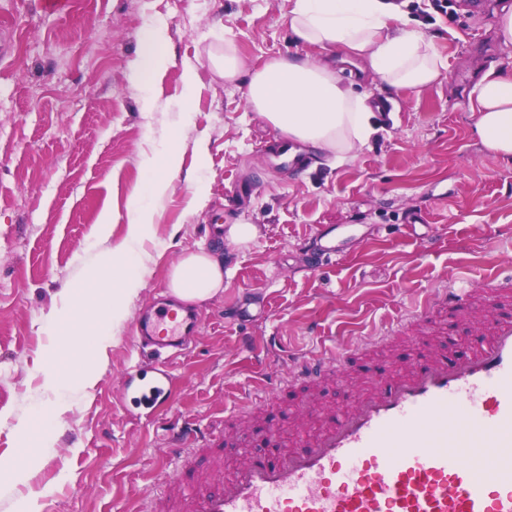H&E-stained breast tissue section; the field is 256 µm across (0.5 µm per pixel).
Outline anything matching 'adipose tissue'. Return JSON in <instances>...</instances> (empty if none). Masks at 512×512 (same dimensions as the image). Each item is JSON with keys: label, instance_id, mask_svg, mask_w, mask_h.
I'll use <instances>...</instances> for the list:
<instances>
[{"label": "adipose tissue", "instance_id": "adipose-tissue-1", "mask_svg": "<svg viewBox=\"0 0 512 512\" xmlns=\"http://www.w3.org/2000/svg\"><path fill=\"white\" fill-rule=\"evenodd\" d=\"M289 3L294 41L317 48L319 59L275 57L253 68L228 51L215 59L214 66L228 82L249 73L246 99L251 108L290 140L333 155L337 162L353 160L379 126L366 95L355 93L339 78L331 62L336 51H343L348 63L382 85L416 92L437 82L446 68L432 38L413 26L395 0ZM164 39V25L145 32L135 81L154 78L165 68L166 57L158 51ZM469 110L482 144L512 161V63L490 67L479 76ZM154 216L153 209L131 207L124 246L102 255L91 282L94 302L73 296L54 317L44 371L51 387L92 384L91 373H72L66 360L77 349L94 357L106 352L111 327L124 317L125 301L143 286L133 246L148 235ZM168 288L186 303L212 298L224 289L222 259L203 248L183 254L170 272Z\"/></svg>", "mask_w": 512, "mask_h": 512}]
</instances>
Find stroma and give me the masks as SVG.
Here are the masks:
<instances>
[{
    "label": "stroma",
    "instance_id": "1",
    "mask_svg": "<svg viewBox=\"0 0 512 512\" xmlns=\"http://www.w3.org/2000/svg\"><path fill=\"white\" fill-rule=\"evenodd\" d=\"M490 3L454 0L431 22L410 10L448 63L422 92L380 90L337 62L344 83L394 110L352 162L336 167L309 148L308 167L295 174L266 155L281 133L248 105L247 77L225 82L212 62L228 41L255 66L318 57L293 41L288 0H70L63 15L44 13L40 0H0L10 45L0 59V459L25 457L13 477L0 474V512H21L26 498L37 512H141L138 492L160 490L166 472L208 466L203 454L187 464L167 453L172 422L219 436L225 410L249 390L291 435L303 403L342 410L353 388L395 374L416 349L406 342L343 357L314 395L304 385L264 387L265 374L287 373L286 357L324 344L344 353L457 274L475 285L512 274V162L480 143L469 110L480 72L512 59L494 37ZM158 23L171 61L158 79L136 83L140 35ZM173 142L181 168L156 201L149 184L163 169L145 161ZM249 181V206L232 209L229 194ZM135 202L156 211L137 246L144 286L112 329L94 383L57 392L44 381L50 317L123 243ZM221 224H253L259 234L237 244L218 235ZM329 243L335 256L320 259ZM200 246L223 259L224 291L192 304L203 327L189 349L157 359L139 343L137 321L170 300L172 266ZM163 363L176 379L172 399L137 403L126 390L131 374L152 381ZM58 405L50 448L29 455L35 411Z\"/></svg>",
    "mask_w": 512,
    "mask_h": 512
}]
</instances>
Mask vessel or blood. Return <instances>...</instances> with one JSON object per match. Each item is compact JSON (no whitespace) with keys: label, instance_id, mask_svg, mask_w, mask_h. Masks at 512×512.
<instances>
[{"label":"vessel or blood","instance_id":"vessel-or-blood-1","mask_svg":"<svg viewBox=\"0 0 512 512\" xmlns=\"http://www.w3.org/2000/svg\"><path fill=\"white\" fill-rule=\"evenodd\" d=\"M512 276L487 290L443 288L408 314L404 329L424 328L435 308L475 320L479 341L462 358L419 356L392 379L376 380L340 413L307 414L291 441L264 434L232 471L215 460L208 481L142 496L146 512H512ZM200 319L161 305L142 317L143 345L182 351ZM336 355L302 358L293 377L324 382ZM183 451L211 444L186 426L170 430Z\"/></svg>","mask_w":512,"mask_h":512}]
</instances>
